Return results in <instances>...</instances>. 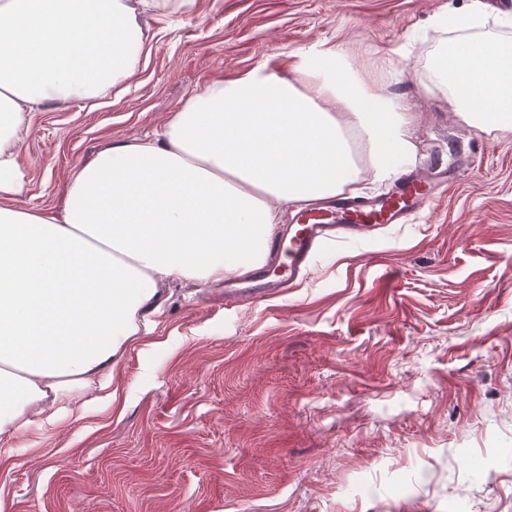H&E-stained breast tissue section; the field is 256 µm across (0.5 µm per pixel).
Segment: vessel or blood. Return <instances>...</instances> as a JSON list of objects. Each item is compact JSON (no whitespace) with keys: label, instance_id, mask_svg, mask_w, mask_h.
Listing matches in <instances>:
<instances>
[{"label":"vessel or blood","instance_id":"b4317fda","mask_svg":"<svg viewBox=\"0 0 512 512\" xmlns=\"http://www.w3.org/2000/svg\"><path fill=\"white\" fill-rule=\"evenodd\" d=\"M430 182L414 173L403 174L393 193L380 201L338 200L334 209L310 211L300 215L298 224L288 234L273 238V253H284L288 263L255 271L252 287L225 286L228 300L253 299L276 293L290 286L307 270L320 246L340 237L358 238L389 224L406 223L417 206L429 196Z\"/></svg>","mask_w":512,"mask_h":512}]
</instances>
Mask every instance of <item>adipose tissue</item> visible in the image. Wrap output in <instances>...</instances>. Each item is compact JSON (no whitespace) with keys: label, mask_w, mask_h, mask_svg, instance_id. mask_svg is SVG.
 Returning a JSON list of instances; mask_svg holds the SVG:
<instances>
[{"label":"adipose tissue","mask_w":512,"mask_h":512,"mask_svg":"<svg viewBox=\"0 0 512 512\" xmlns=\"http://www.w3.org/2000/svg\"><path fill=\"white\" fill-rule=\"evenodd\" d=\"M168 0H0V445L63 399L112 383L175 281L261 268L279 207L394 177L415 154L394 54L352 64L316 44L287 72L261 65L192 96L152 138L112 144L74 172L57 215L9 200L19 143L45 103L96 97L136 73L146 14ZM434 62L458 121L512 130V14H438Z\"/></svg>","instance_id":"adipose-tissue-1"}]
</instances>
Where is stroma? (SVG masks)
<instances>
[{
    "label": "stroma",
    "instance_id": "35a3bbf8",
    "mask_svg": "<svg viewBox=\"0 0 512 512\" xmlns=\"http://www.w3.org/2000/svg\"><path fill=\"white\" fill-rule=\"evenodd\" d=\"M473 0H195L145 18L137 75L27 119L18 204L60 210L104 147L208 84L323 43L401 47L408 170L446 187L407 223L324 244L283 294L169 286L106 397L0 446L9 512H512V132L455 118L431 21Z\"/></svg>",
    "mask_w": 512,
    "mask_h": 512
}]
</instances>
